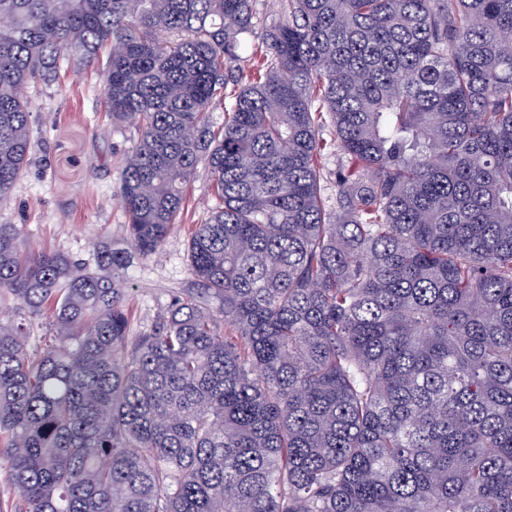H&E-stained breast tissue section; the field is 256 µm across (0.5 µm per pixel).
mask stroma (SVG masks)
<instances>
[{
    "mask_svg": "<svg viewBox=\"0 0 512 512\" xmlns=\"http://www.w3.org/2000/svg\"><path fill=\"white\" fill-rule=\"evenodd\" d=\"M30 95L40 144L27 176L15 186L10 203L0 208V222L23 225L34 249L93 264L100 240L125 235L121 171L137 132L130 124L112 125L103 85L88 64L71 62L55 84L31 90ZM211 204V176L201 166L189 186L181 219L164 246L135 260L126 272L134 331L149 329L174 296L195 288L189 231L204 220Z\"/></svg>",
    "mask_w": 512,
    "mask_h": 512,
    "instance_id": "obj_1",
    "label": "stroma"
}]
</instances>
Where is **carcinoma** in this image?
<instances>
[{"instance_id": "1", "label": "carcinoma", "mask_w": 512, "mask_h": 512, "mask_svg": "<svg viewBox=\"0 0 512 512\" xmlns=\"http://www.w3.org/2000/svg\"><path fill=\"white\" fill-rule=\"evenodd\" d=\"M282 2L248 76L256 0H0L1 205L63 65L138 131L94 267L0 224V512H512V0ZM201 164L200 288L135 333Z\"/></svg>"}]
</instances>
